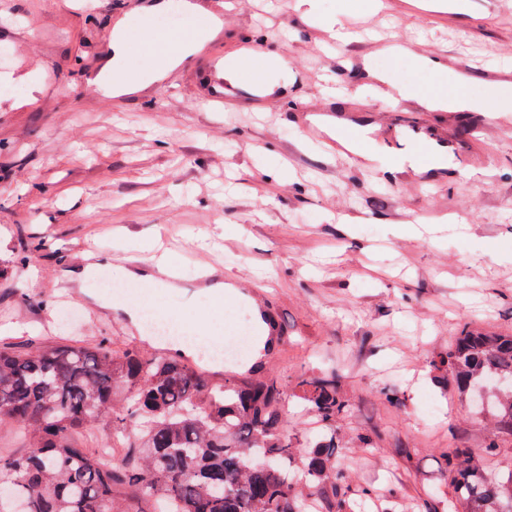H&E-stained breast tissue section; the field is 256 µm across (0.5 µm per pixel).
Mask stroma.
Segmentation results:
<instances>
[{"label": "stroma", "instance_id": "1", "mask_svg": "<svg viewBox=\"0 0 512 512\" xmlns=\"http://www.w3.org/2000/svg\"><path fill=\"white\" fill-rule=\"evenodd\" d=\"M0 0V44L39 90L0 107V344L19 350L69 336L109 337L117 349L166 350L147 340L120 302L192 322L207 305L212 329L251 314V293L285 331L258 336L239 370L292 380L336 365L350 415L337 432L338 466L403 490V512H425L446 493L440 451L478 443L491 428L473 418L429 362L458 328L512 333V126L494 124L512 95L488 83L512 76V0H466L464 12L431 0H224V25L178 65L140 70L138 88L112 85L103 66L123 28L162 21L193 31L197 18L164 0ZM342 12L351 31L333 41L322 16ZM394 39L409 58L387 55ZM287 58V96L241 94L224 108L204 102L207 52ZM437 57L453 93L487 101L472 112L420 110L363 92L385 70L417 89L435 85L416 55ZM97 74L101 93L84 78ZM343 89L327 103L325 88ZM337 114V129L368 131L364 150L388 154L401 121L447 146V168L385 174L379 163L336 157L303 134L305 120ZM96 252L92 276L73 254ZM166 257L176 282L144 288L135 273ZM122 289L107 287L119 266ZM238 286L215 301L202 266ZM75 310L60 323V308ZM395 388L388 404L383 388ZM375 429V447L358 433Z\"/></svg>", "mask_w": 512, "mask_h": 512}]
</instances>
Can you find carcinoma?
<instances>
[{
	"instance_id": "obj_1",
	"label": "carcinoma",
	"mask_w": 512,
	"mask_h": 512,
	"mask_svg": "<svg viewBox=\"0 0 512 512\" xmlns=\"http://www.w3.org/2000/svg\"><path fill=\"white\" fill-rule=\"evenodd\" d=\"M444 385L480 406L495 433L481 445L441 449L455 512H512V469L489 468L499 435L512 437V335L462 326L430 362ZM331 367L290 385L278 377L225 373L209 383L182 357L93 344L40 343L22 353L0 346V423L28 436L26 450L0 454V512L25 500L29 512H353L378 496L336 465V423L350 412ZM291 401L317 424L286 438ZM112 423L118 453L79 440Z\"/></svg>"
}]
</instances>
